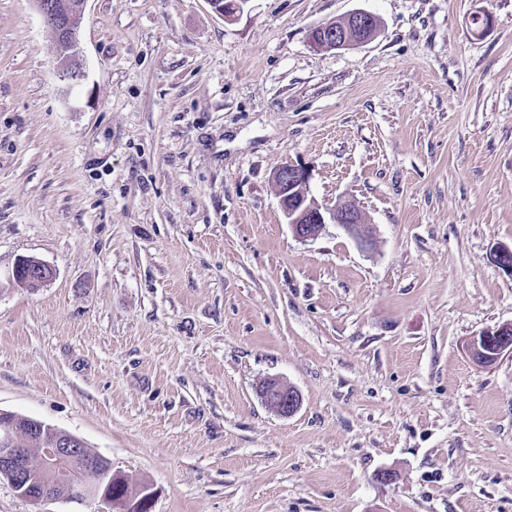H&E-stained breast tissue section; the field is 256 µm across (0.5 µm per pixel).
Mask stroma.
<instances>
[{
  "label": "stroma",
  "instance_id": "stroma-1",
  "mask_svg": "<svg viewBox=\"0 0 512 512\" xmlns=\"http://www.w3.org/2000/svg\"><path fill=\"white\" fill-rule=\"evenodd\" d=\"M356 10L373 40L312 47ZM79 26L70 86L33 0H0V410L152 512H512V356L466 349L512 323V0H86ZM286 163L371 247L294 237ZM24 256L54 279L12 287ZM0 512L107 509L0 479ZM258 394L268 410L282 417L291 416L300 405V395L297 390L277 379L265 380Z\"/></svg>",
  "mask_w": 512,
  "mask_h": 512
}]
</instances>
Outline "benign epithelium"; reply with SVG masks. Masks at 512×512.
Wrapping results in <instances>:
<instances>
[{
  "label": "benign epithelium",
  "mask_w": 512,
  "mask_h": 512,
  "mask_svg": "<svg viewBox=\"0 0 512 512\" xmlns=\"http://www.w3.org/2000/svg\"><path fill=\"white\" fill-rule=\"evenodd\" d=\"M45 24L51 29L57 40L68 47V55L63 57L60 77L71 83L84 78L79 62V25L78 21L86 0H34ZM343 30L326 24L314 29L320 40L344 45L348 41L351 29H362L371 23L368 15L356 11L344 17ZM311 173L308 169L286 163L274 173V185L282 211L288 219L293 235L302 240L316 239L329 224H336L359 242L363 247L371 245L369 228L364 224L362 214L349 201H339L333 206H323L309 194ZM24 263L20 259L15 264L10 281L19 288L36 291L50 282L55 270L41 260H34V267L25 279L19 275ZM473 360L489 366L503 355L512 354V323L503 324L494 330L484 331L473 336L466 345ZM259 397L265 407L282 417L294 414L300 405V395L293 387L277 380L268 379L259 388ZM18 417L13 412L0 411V425L8 432L0 439V478L7 480L15 492L32 502H41L42 496L29 494L30 464L26 461V449L11 433ZM41 433L52 436L51 448L42 449L41 471L46 482H56L68 478L66 469L60 462H76L80 456L81 439L46 423L41 424ZM71 500L80 503L102 502L109 512H151L153 492L143 486L122 497L108 492L105 482L73 481L69 486Z\"/></svg>",
  "instance_id": "7a95c632"
}]
</instances>
